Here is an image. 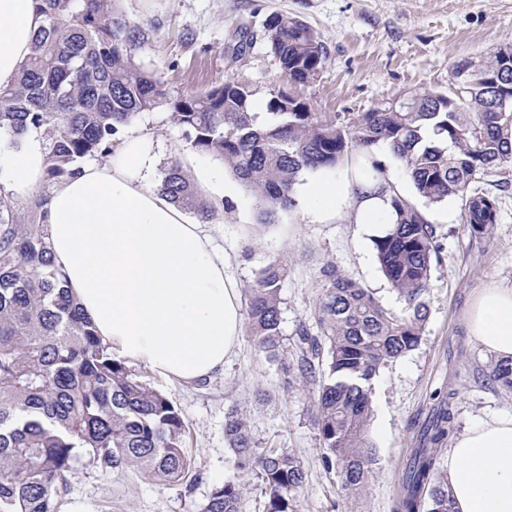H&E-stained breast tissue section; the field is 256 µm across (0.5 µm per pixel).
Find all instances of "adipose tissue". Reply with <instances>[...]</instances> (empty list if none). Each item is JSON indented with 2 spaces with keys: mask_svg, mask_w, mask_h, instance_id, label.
<instances>
[{
  "mask_svg": "<svg viewBox=\"0 0 512 512\" xmlns=\"http://www.w3.org/2000/svg\"><path fill=\"white\" fill-rule=\"evenodd\" d=\"M41 23L34 0H0V86L14 82ZM45 150L25 137L0 152V185L31 194ZM156 154L136 130L118 136L108 162L79 165L46 205L56 266L98 335L113 353L161 376L193 385L222 373L240 336L241 292L208 222L189 221L151 185ZM406 180L377 176L349 162L335 177L304 188L311 223L348 222L374 239L397 220L392 199ZM468 336L512 358V286L489 283L473 296ZM453 512H512V416L481 421L458 436L446 468Z\"/></svg>",
  "mask_w": 512,
  "mask_h": 512,
  "instance_id": "1",
  "label": "adipose tissue"
}]
</instances>
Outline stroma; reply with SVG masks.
Listing matches in <instances>:
<instances>
[{
    "instance_id": "obj_1",
    "label": "stroma",
    "mask_w": 512,
    "mask_h": 512,
    "mask_svg": "<svg viewBox=\"0 0 512 512\" xmlns=\"http://www.w3.org/2000/svg\"><path fill=\"white\" fill-rule=\"evenodd\" d=\"M114 7L141 32L136 63L156 71L170 96L202 93L234 78L248 84L252 109L260 113L281 91L329 115L363 112L415 92L449 96L453 64H479L512 45V0H116ZM276 12L298 17L319 34L326 60L316 82H288L266 37V21ZM130 126L154 142L153 184L161 186L171 162L190 148L185 130L165 108L139 113ZM506 177L487 236L463 223L460 199L418 204L436 228L440 260L432 268L418 346L375 380L368 422L375 464L364 491L348 496L336 471L325 469L308 387L290 380L283 362L268 361L245 330L223 374L193 386L166 379L146 363L131 365L181 413L199 475L192 491L80 463L62 512H201L214 484L239 475L224 439L231 413L246 423L259 449L282 448L301 462L307 478L295 495V512H393L411 451L424 447V432L443 402L453 401L459 434L512 415V391L486 377L496 355L473 342L464 326L478 288L512 286V171ZM212 207L221 213L218 242L240 288H249L270 262L284 265L285 339L311 322L328 263L368 288L385 309L401 312L373 242L357 225L312 224L299 206L279 223L262 224L254 198L242 190Z\"/></svg>"
}]
</instances>
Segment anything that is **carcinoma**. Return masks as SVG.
<instances>
[{
	"mask_svg": "<svg viewBox=\"0 0 512 512\" xmlns=\"http://www.w3.org/2000/svg\"><path fill=\"white\" fill-rule=\"evenodd\" d=\"M36 3L43 20L31 56L16 82L0 87V140L16 146L30 130L47 127L42 183L72 175L80 161L107 152L134 116L165 106L197 153L231 168L268 223L296 206L294 187L304 172L334 169L349 158L383 172L369 156L381 144L419 198L430 204L461 198L464 223L480 235L496 223L498 200L479 183L494 169L512 167V146L500 138L502 126L512 124V106L500 108L503 98L512 100V57L504 59L502 49L477 67L491 82L475 75L469 60L453 65V79L468 82L461 98L416 93L395 105L333 118L280 92L262 120L252 111L250 88L235 80L169 98L154 74L135 63L140 33L112 0ZM266 36L289 82L318 79L326 52L312 27L274 13ZM425 128L444 145L422 143ZM161 191L201 218L213 212L178 162L166 170ZM46 202L35 197L39 218L18 224L0 198V512H61L81 457L102 471L133 470L192 490L197 477L179 410L112 354L70 297L49 248ZM393 205L396 227L374 245L382 272L404 303L400 314L328 266L313 322L298 325L289 353L281 328L284 265L269 263L247 290L250 335L271 361L292 355L293 373L312 389L323 463L339 469L348 493L367 486L374 463L367 438L374 380L419 344L440 248L434 225L410 199L396 195ZM488 378L512 389V362L491 365ZM454 430L453 408L440 406L428 433L432 447L412 449L396 512H452L435 446ZM224 438L237 470L261 479L264 512H294L306 478L295 456L258 451L233 415L225 419ZM244 490L238 479L213 485L202 512H241Z\"/></svg>",
	"mask_w": 512,
	"mask_h": 512,
	"instance_id": "1",
	"label": "carcinoma"
}]
</instances>
